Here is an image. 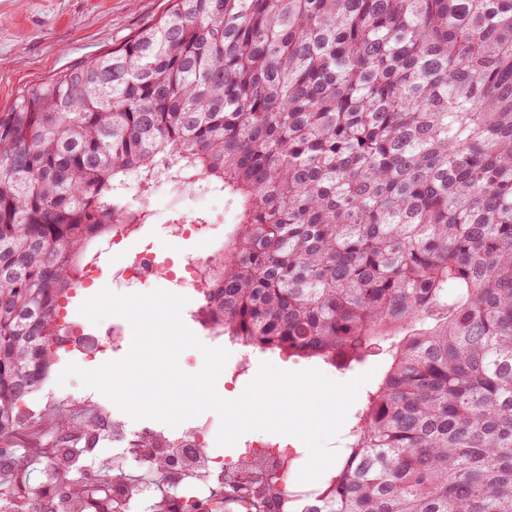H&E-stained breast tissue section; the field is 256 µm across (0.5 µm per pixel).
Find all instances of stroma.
<instances>
[{
    "instance_id": "1",
    "label": "stroma",
    "mask_w": 512,
    "mask_h": 512,
    "mask_svg": "<svg viewBox=\"0 0 512 512\" xmlns=\"http://www.w3.org/2000/svg\"><path fill=\"white\" fill-rule=\"evenodd\" d=\"M167 7L168 0H0V112L10 110L21 89L46 81L72 62L124 41L145 24L157 20ZM129 198L136 204L147 203L153 221L131 234L122 249H112L106 241L100 243L96 284L79 290L77 306L67 312L70 320L85 323V316L78 310L79 303L102 289L111 288L112 267L128 253L148 243L153 244L160 258L173 261L200 251L211 253L223 242L236 219V209L227 199L183 198L173 186L157 191L145 201L134 192ZM199 212L211 216L210 225L188 239L169 238L166 224L178 217L191 218ZM265 363L290 372L311 367L310 361L284 352L255 351L248 372L236 388L219 389V396L226 400L238 398ZM71 364L82 369L87 366L85 360L61 352L55 354L44 387L27 400L28 410L40 411L65 394L77 399L90 394L108 413L122 416L119 406L102 393H90L78 378L71 377L65 384H58L59 375Z\"/></svg>"
}]
</instances>
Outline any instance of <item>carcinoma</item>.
<instances>
[{"instance_id":"cac0c4a2","label":"carcinoma","mask_w":512,"mask_h":512,"mask_svg":"<svg viewBox=\"0 0 512 512\" xmlns=\"http://www.w3.org/2000/svg\"><path fill=\"white\" fill-rule=\"evenodd\" d=\"M132 174L236 204L202 310L220 335L386 355L309 512H512V0H171L23 89L0 113V512L134 489L74 469L94 417L22 410L91 246L152 221Z\"/></svg>"}]
</instances>
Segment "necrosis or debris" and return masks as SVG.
Returning a JSON list of instances; mask_svg holds the SVG:
<instances>
[{
  "label": "necrosis or debris",
  "mask_w": 512,
  "mask_h": 512,
  "mask_svg": "<svg viewBox=\"0 0 512 512\" xmlns=\"http://www.w3.org/2000/svg\"><path fill=\"white\" fill-rule=\"evenodd\" d=\"M207 259V254L200 253L184 257L178 264L164 266L159 264L154 249L146 247L113 267L112 285L133 288L162 275L169 284L198 303L203 300L209 286L203 274ZM125 341L122 324H112L104 336L96 337L84 334L79 327L64 320L54 338V346L91 359L106 347L116 352L122 350ZM211 434L212 424L208 421L198 422L185 433L172 429L150 430L149 435L156 446L173 451L191 448L196 453V462L191 469L159 477L153 474L147 463V452L136 446L142 435L140 430L130 427L120 418H113L112 470L125 474L130 466H137L140 471V477L135 481L138 500L145 502L161 493L166 498V512H188L190 501L213 494V482L217 476L239 468H253L259 481L268 482L276 478L288 482V476L302 459L300 451L291 445L252 440L240 446L236 460L227 462L211 453Z\"/></svg>",
  "instance_id": "4bbe7bcc"
}]
</instances>
